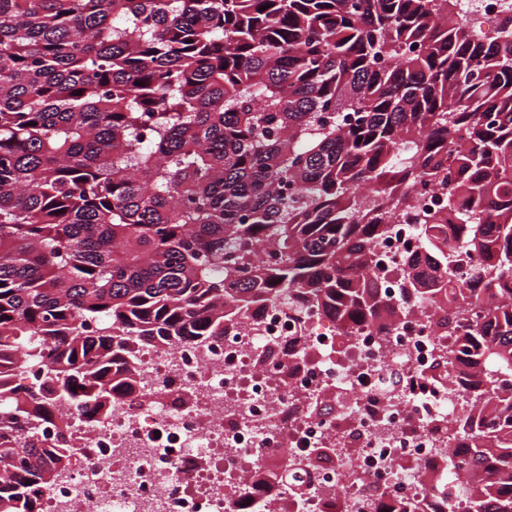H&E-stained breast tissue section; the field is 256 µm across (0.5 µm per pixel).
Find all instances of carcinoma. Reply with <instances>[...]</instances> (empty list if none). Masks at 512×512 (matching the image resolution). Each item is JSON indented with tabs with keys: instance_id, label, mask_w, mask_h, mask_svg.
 <instances>
[{
	"instance_id": "obj_1",
	"label": "carcinoma",
	"mask_w": 512,
	"mask_h": 512,
	"mask_svg": "<svg viewBox=\"0 0 512 512\" xmlns=\"http://www.w3.org/2000/svg\"><path fill=\"white\" fill-rule=\"evenodd\" d=\"M494 27L458 0H0V360L23 358L0 370V512H42L29 485L75 451L41 426L107 418L147 342L265 304L384 328L432 293L472 406L427 485L466 475V512H512V17ZM419 185L443 202L396 301L375 242Z\"/></svg>"
}]
</instances>
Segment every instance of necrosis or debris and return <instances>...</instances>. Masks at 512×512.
<instances>
[{
	"label": "necrosis or debris",
	"mask_w": 512,
	"mask_h": 512,
	"mask_svg": "<svg viewBox=\"0 0 512 512\" xmlns=\"http://www.w3.org/2000/svg\"><path fill=\"white\" fill-rule=\"evenodd\" d=\"M417 225L394 217L375 246L371 280L399 297L405 252ZM447 313L415 304L384 331L361 327L340 336L335 323L307 310L302 320L267 305L231 333L200 348L176 341L149 348L136 389L116 396L112 414L90 426L71 417L49 441L77 447L70 471L51 477L42 512H236L239 490L256 469L327 449L310 494L293 512H462L465 487L432 491L424 467L448 446L442 426L467 410L449 380L430 382L448 350L438 322ZM307 353L290 367L286 337ZM423 377L388 389L390 374ZM333 389L346 411L323 417L310 402Z\"/></svg>",
	"instance_id": "necrosis-or-debris-1"
}]
</instances>
